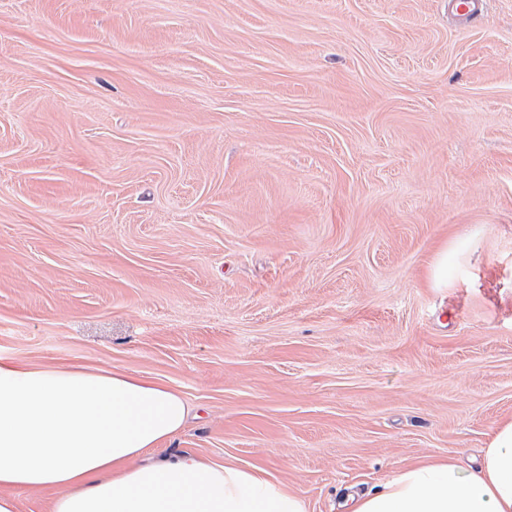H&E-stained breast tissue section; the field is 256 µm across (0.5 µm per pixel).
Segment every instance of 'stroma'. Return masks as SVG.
Instances as JSON below:
<instances>
[{"instance_id": "1", "label": "stroma", "mask_w": 512, "mask_h": 512, "mask_svg": "<svg viewBox=\"0 0 512 512\" xmlns=\"http://www.w3.org/2000/svg\"><path fill=\"white\" fill-rule=\"evenodd\" d=\"M0 354L196 409L347 512L512 417V0H0Z\"/></svg>"}]
</instances>
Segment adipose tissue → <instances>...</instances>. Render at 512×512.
Wrapping results in <instances>:
<instances>
[{"instance_id":"ef3b65f1","label":"adipose tissue","mask_w":512,"mask_h":512,"mask_svg":"<svg viewBox=\"0 0 512 512\" xmlns=\"http://www.w3.org/2000/svg\"><path fill=\"white\" fill-rule=\"evenodd\" d=\"M191 412L125 371L0 357V512H17L18 492L53 489L49 512H307L259 468L166 452ZM349 501L350 512H512V419L495 424L477 471L451 454Z\"/></svg>"}]
</instances>
